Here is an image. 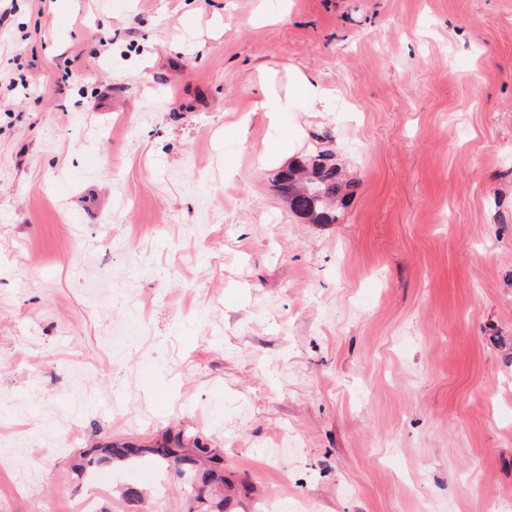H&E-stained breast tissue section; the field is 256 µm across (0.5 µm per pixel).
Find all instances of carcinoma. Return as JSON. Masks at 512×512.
<instances>
[{
	"label": "carcinoma",
	"mask_w": 512,
	"mask_h": 512,
	"mask_svg": "<svg viewBox=\"0 0 512 512\" xmlns=\"http://www.w3.org/2000/svg\"><path fill=\"white\" fill-rule=\"evenodd\" d=\"M277 194L291 211L314 224H334L344 205L350 181L334 161L332 149L319 146L297 157L272 178ZM150 459L167 470L177 465L185 495L198 512H224V456L200 436L169 434L143 448L131 443H106L79 455L74 468L90 477L102 465L131 464Z\"/></svg>",
	"instance_id": "cac0c4a2"
}]
</instances>
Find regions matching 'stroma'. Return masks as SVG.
<instances>
[{"label":"stroma","mask_w":512,"mask_h":512,"mask_svg":"<svg viewBox=\"0 0 512 512\" xmlns=\"http://www.w3.org/2000/svg\"><path fill=\"white\" fill-rule=\"evenodd\" d=\"M11 7L0 512H188L70 467L183 427L227 512H512V0ZM297 71L332 104L270 122ZM324 133L354 184L310 224L271 177Z\"/></svg>","instance_id":"obj_1"}]
</instances>
